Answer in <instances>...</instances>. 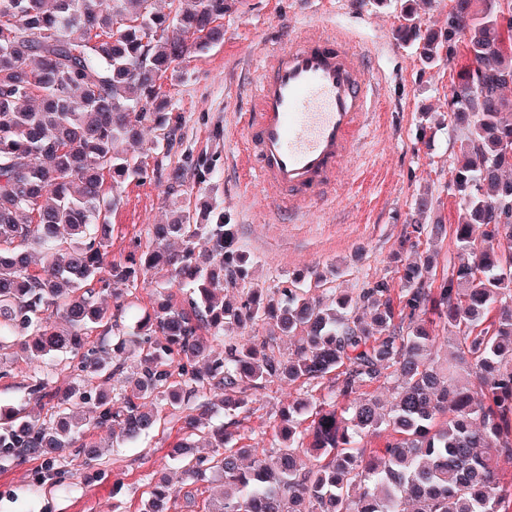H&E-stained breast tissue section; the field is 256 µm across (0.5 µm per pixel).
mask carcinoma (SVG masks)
Masks as SVG:
<instances>
[{
  "instance_id": "carcinoma-1",
  "label": "carcinoma",
  "mask_w": 512,
  "mask_h": 512,
  "mask_svg": "<svg viewBox=\"0 0 512 512\" xmlns=\"http://www.w3.org/2000/svg\"><path fill=\"white\" fill-rule=\"evenodd\" d=\"M476 2L453 0L439 35L411 12L397 29L425 69L462 51L469 61L448 100V125L467 131L448 180L468 216L453 229L457 261L438 274L407 260L402 288L382 278L324 303L317 272L254 283L256 261L234 245L224 206L191 205L194 187L216 176L217 153L185 149L165 163L183 134L181 115L160 112L163 85L224 42L231 0H168L166 13L156 0H0V378L21 361L76 359L67 392L37 374L28 405L0 411V461L88 466L100 450L84 428L147 434L158 422L142 404L151 397L235 425L286 378L303 397L281 411L269 448L241 445L223 426L199 454V422L184 417L168 457L192 485L224 478L203 512H512V481L493 464L512 458V211L501 209L512 204V0ZM145 129L154 135L141 157L120 149ZM152 180L165 183L170 219L149 226L139 257L110 260L125 187ZM410 227L402 250L445 232L440 216ZM158 274L157 311L120 323L127 296ZM224 286L241 294L218 296ZM107 292L112 311L98 301ZM248 327L295 340L294 352L278 356L264 338L239 344ZM441 330L456 345L445 361ZM128 368L120 391L86 389L87 377ZM386 384L387 409L373 397ZM205 391L219 405L202 401ZM48 404L47 420L27 411ZM384 428L390 438L372 446ZM172 499L159 479L139 512H169Z\"/></svg>"
}]
</instances>
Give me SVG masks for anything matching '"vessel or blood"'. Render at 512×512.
<instances>
[{
    "mask_svg": "<svg viewBox=\"0 0 512 512\" xmlns=\"http://www.w3.org/2000/svg\"><path fill=\"white\" fill-rule=\"evenodd\" d=\"M364 58L348 36L301 31L253 59L248 107L235 131L277 211L302 215L326 204L355 162L379 96Z\"/></svg>",
    "mask_w": 512,
    "mask_h": 512,
    "instance_id": "vessel-or-blood-1",
    "label": "vessel or blood"
}]
</instances>
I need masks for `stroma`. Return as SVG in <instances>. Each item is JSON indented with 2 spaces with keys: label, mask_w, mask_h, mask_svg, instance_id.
<instances>
[{
  "label": "stroma",
  "mask_w": 512,
  "mask_h": 512,
  "mask_svg": "<svg viewBox=\"0 0 512 512\" xmlns=\"http://www.w3.org/2000/svg\"><path fill=\"white\" fill-rule=\"evenodd\" d=\"M400 11V0H237L224 16L223 44L184 63L187 77L171 90V110L183 117L187 148L204 147L211 126L222 124L217 196L236 226L238 246L257 260L259 285L272 286L302 271L323 273L333 265L338 273L328 287L356 294L384 278L397 289L398 243L407 222L416 217L417 195L432 194L449 223L459 222L462 212L447 185L462 133L447 127L426 139L420 126L437 123L447 112L452 82L467 60L459 57L422 69L415 48L401 47L395 38ZM302 29L353 31L368 47V68L382 73L385 88L362 162L344 172L326 206L292 224L267 205L241 161L243 144L233 127L245 109L250 61L262 48ZM169 206L163 183L126 187L112 215L113 260L125 261L137 245H148V225L165 220ZM36 373L49 374L59 392L73 377L69 359L62 356L19 363L0 379V405L23 404ZM299 393V383L284 381L259 391L253 414L239 428L246 443L269 447L280 409ZM153 407L160 416L154 431L116 444L108 430H95V439L105 445L99 465L73 470L64 480L40 474L34 461H0V512H137L151 484L163 475L175 495H183L187 487L181 469L167 456L183 413L160 401Z\"/></svg>",
  "instance_id": "stroma-1"
}]
</instances>
